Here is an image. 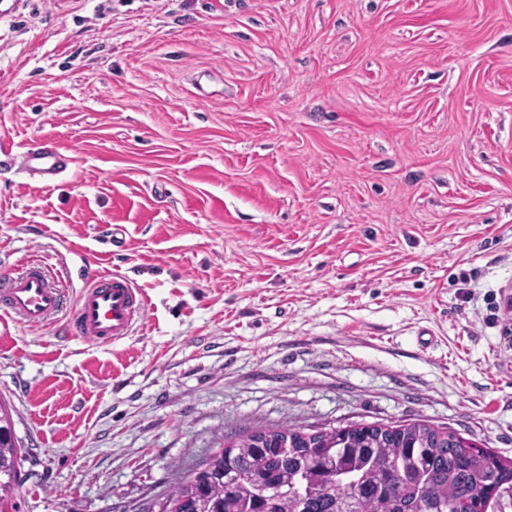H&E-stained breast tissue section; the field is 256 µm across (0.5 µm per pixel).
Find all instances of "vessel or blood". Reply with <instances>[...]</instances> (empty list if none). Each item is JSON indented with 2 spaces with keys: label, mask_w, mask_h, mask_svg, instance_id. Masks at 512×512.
<instances>
[{
  "label": "vessel or blood",
  "mask_w": 512,
  "mask_h": 512,
  "mask_svg": "<svg viewBox=\"0 0 512 512\" xmlns=\"http://www.w3.org/2000/svg\"><path fill=\"white\" fill-rule=\"evenodd\" d=\"M70 161L68 153L48 142L19 150L0 143V170L16 168L37 182L54 181ZM64 309L63 290L41 263H31L24 273L0 284V313L28 327H42ZM147 311L145 296L129 278L105 274L79 291L65 330L93 340L116 341L129 336Z\"/></svg>",
  "instance_id": "b4317fda"
}]
</instances>
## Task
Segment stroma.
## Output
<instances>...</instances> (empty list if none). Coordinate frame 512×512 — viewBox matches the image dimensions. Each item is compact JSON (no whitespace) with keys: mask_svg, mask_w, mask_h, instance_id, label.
<instances>
[{"mask_svg":"<svg viewBox=\"0 0 512 512\" xmlns=\"http://www.w3.org/2000/svg\"><path fill=\"white\" fill-rule=\"evenodd\" d=\"M0 280L148 298L111 343L0 318L16 512H159L255 429L428 423L512 460V0H0ZM70 161L71 156L52 143L28 144L22 150L0 143V170L20 169L36 182L54 181L67 170Z\"/></svg>","mask_w":512,"mask_h":512,"instance_id":"obj_1","label":"stroma"}]
</instances>
